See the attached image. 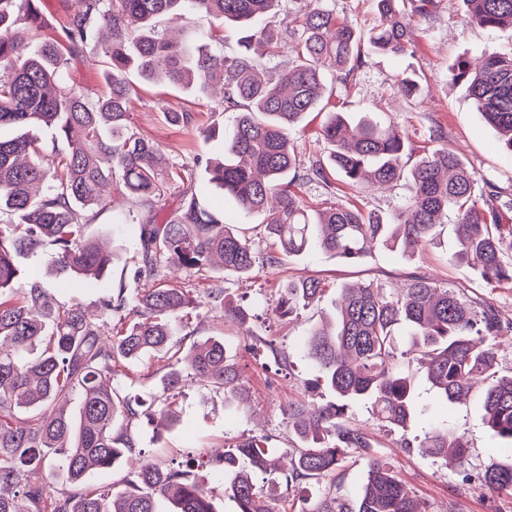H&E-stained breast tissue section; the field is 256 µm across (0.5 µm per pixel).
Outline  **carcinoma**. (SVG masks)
Returning <instances> with one entry per match:
<instances>
[{
	"mask_svg": "<svg viewBox=\"0 0 512 512\" xmlns=\"http://www.w3.org/2000/svg\"><path fill=\"white\" fill-rule=\"evenodd\" d=\"M278 0H62L63 20L43 18L42 0H0V512H156L155 500L171 501L172 512H218L205 484L190 468L160 463L140 451L130 431L141 415L140 401L112 388L122 363L170 352L172 316L200 303L171 282L132 292L121 285L103 301L106 320H89L77 304L53 308L41 282L24 278L19 258L50 246L53 271L73 285L102 278L114 251L85 233V225L112 207L117 194L133 205L153 208L168 185L185 182L184 166L158 172L159 147L129 125L131 73L144 81L164 80L175 88H221L224 111L239 112L224 133V156L209 162L210 184L237 208L263 217L273 251L265 263L297 257L312 248L352 263L374 247L412 256L441 247L444 218L453 215L457 255L473 265L491 288L512 286V205L500 191L477 193L478 178L447 144L425 153L410 169L404 158L415 150L391 125L366 114H325L319 135L332 146L329 164L297 163L289 134L308 115L324 110V70L348 83L371 53L400 55L411 45L416 15L434 0L408 10L400 0H377L378 24L367 32L332 11L315 6L299 19L295 65L282 73L262 70L263 60L281 48L263 27ZM471 23L493 30L512 27V0H462ZM178 12L204 14L247 33L235 56L212 54L196 43L173 41L153 20ZM105 58L100 90L77 91L64 81L86 50ZM452 80L468 84L477 112L503 137L512 155V50L478 62L460 58ZM52 132L61 150H48L32 128ZM340 172L353 191L391 188L404 181L407 195L395 208L364 211L326 198L314 205L291 190L311 182L329 185L327 167ZM142 265L136 279L156 277L162 267L202 273L218 257L224 275L249 278L257 252L246 235L225 222L224 211L183 189L178 208L158 222L150 216L135 229ZM325 291L317 278L290 280L281 287L276 311L291 317ZM410 337L406 355H416L442 404L467 398L480 388L484 419L512 442V374L498 370L496 339L512 322L468 296L461 285L415 275L386 295L372 283L342 288L332 328L305 340L335 400L309 407L296 400L284 409L298 439L291 468L282 472L285 491L334 471L352 451L371 447L368 435L348 419L353 402L370 405L385 427L408 429L416 417L411 382L397 360L395 330ZM193 376L224 391L225 405L242 403L238 368L225 354L224 340L191 345L164 375L166 399ZM78 413H67L73 394ZM37 410L27 424L15 410ZM423 452L463 462L469 448L445 425L432 426ZM139 456L125 489L103 484L71 492L47 505L42 486L28 473L49 466L81 484L91 471L105 472L127 454ZM224 492L237 512H271L254 477L271 468L267 437L255 435L220 456ZM483 482L512 491V465L484 471ZM312 512H417L403 482L384 459L372 458L362 492L350 500L319 499Z\"/></svg>",
	"mask_w": 512,
	"mask_h": 512,
	"instance_id": "carcinoma-1",
	"label": "carcinoma"
}]
</instances>
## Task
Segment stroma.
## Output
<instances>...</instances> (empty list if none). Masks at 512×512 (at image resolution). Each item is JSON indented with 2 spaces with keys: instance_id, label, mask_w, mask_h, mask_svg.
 <instances>
[{
  "instance_id": "1",
  "label": "stroma",
  "mask_w": 512,
  "mask_h": 512,
  "mask_svg": "<svg viewBox=\"0 0 512 512\" xmlns=\"http://www.w3.org/2000/svg\"><path fill=\"white\" fill-rule=\"evenodd\" d=\"M309 6V0H278L271 13V26L281 43L275 57L266 60L270 70L291 67L295 42L293 18ZM159 32L183 34L194 41L203 33L212 34L209 46L217 52L231 53L237 47L239 32L222 21L198 14L170 15L157 22ZM512 48V28L485 30L467 20L462 0H436L428 15L416 18L412 43L408 52L398 58L383 55L367 57L366 64L349 83L328 80L327 93L333 104L351 116L375 113L384 122L408 132L414 145H425L434 133H441L449 149L461 155L480 178L512 193V157L504 149L497 130L476 111L463 82L451 81L449 70L461 57H485ZM416 70L424 86L423 95L405 99L398 90L403 70ZM135 97L130 111L132 126L156 141L163 150L166 166L187 165L194 173L196 189L212 205L223 208L227 222L238 225L254 241L260 252H268L269 242L260 217L240 212L225 200L207 181L209 160L222 156L224 140H203L199 131L207 126L232 128L236 115L225 111L218 99L207 98L194 89H176L163 84H147L132 78ZM192 113L191 124L171 122L169 113ZM130 222L145 218L142 207H129L115 201L112 212L103 213L88 225V234L99 237L113 247L116 258L112 272L102 281L86 280L84 288L74 292L65 282L49 272L50 249H43L26 260L25 272L47 288L60 306L80 304L92 317H99L100 303L118 284L134 289L139 285L134 271L140 264L134 233L122 231L112 224V215ZM442 248L406 257L378 249L360 262L344 264L332 255L313 251L284 260L280 266L257 265L251 278L238 279L222 273L205 276L186 271H169L198 300L209 293L221 292L226 301L246 308L251 319L245 328L224 320L217 309H207L189 319L186 332L176 333L174 343L182 348L216 336L223 338L226 354L241 374L245 402L240 409L224 406L222 391L195 380L187 381L173 409L176 422L161 420L133 422L131 430L145 452L159 459H176L189 465L210 488L220 512H234L235 503L224 493V477L215 457L224 445L259 432L268 433L269 446L279 466H288L286 450L293 448L296 438L282 415L288 401L301 399L312 405L333 401L329 389L318 384L319 373L308 358L303 342L309 332L324 321L333 319L335 300L340 288L360 283H374L393 290L412 274L438 281L467 286L471 297L491 304L512 320V288H486L476 268L456 260V238L453 226H446ZM306 277L321 279L327 291L299 315L290 318L274 316L281 285ZM164 353L145 355L130 366L127 376L115 379L123 394L144 400L153 410L165 407L161 380L168 370ZM417 405L416 421L407 431H387L373 416L369 407L355 404L348 415L353 423L366 431L373 441L370 453H353L329 476L283 493L280 477L257 473L256 484L271 512H311L321 497L336 494L354 499L360 493L370 456L389 461L405 484L420 512H512V491L486 485L480 474L491 466L512 464V447L497 436L484 421L479 392L440 409L434 392L425 379V370L411 363ZM446 423L469 447L467 461L442 462L419 451L417 444L429 424Z\"/></svg>"
}]
</instances>
